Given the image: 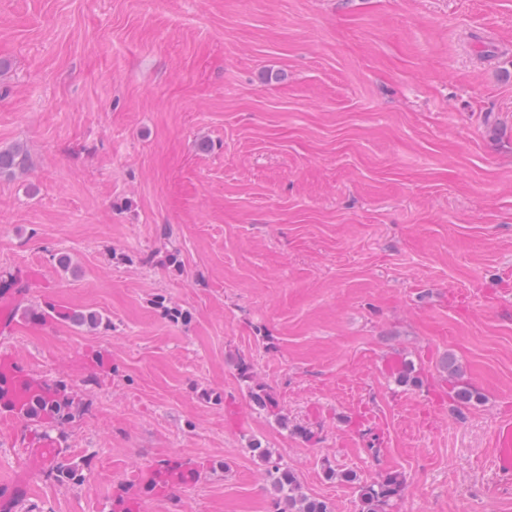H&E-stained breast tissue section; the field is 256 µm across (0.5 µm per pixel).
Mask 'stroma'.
I'll return each instance as SVG.
<instances>
[{
  "label": "stroma",
  "instance_id": "stroma-1",
  "mask_svg": "<svg viewBox=\"0 0 512 512\" xmlns=\"http://www.w3.org/2000/svg\"><path fill=\"white\" fill-rule=\"evenodd\" d=\"M15 145L0 284L27 288L0 298L102 317L16 321L12 353L81 404L84 478L44 475L46 427L0 422L15 512H272L257 445L331 512L388 470L394 512H512L488 465L512 411V0H0ZM449 356L477 403L435 405ZM188 458L194 484L146 492Z\"/></svg>",
  "mask_w": 512,
  "mask_h": 512
}]
</instances>
